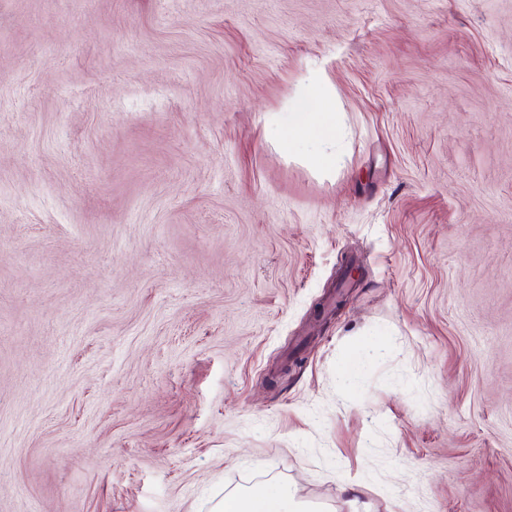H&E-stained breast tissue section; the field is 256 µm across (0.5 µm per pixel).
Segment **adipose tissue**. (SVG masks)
I'll list each match as a JSON object with an SVG mask.
<instances>
[{
    "label": "adipose tissue",
    "instance_id": "ef3b65f1",
    "mask_svg": "<svg viewBox=\"0 0 512 512\" xmlns=\"http://www.w3.org/2000/svg\"><path fill=\"white\" fill-rule=\"evenodd\" d=\"M288 108L287 123H280L274 116L267 119L269 138L287 153L308 145V158L313 167L327 173L336 172L343 158L345 128L326 78L319 73L305 76L297 100L289 103ZM223 509L224 512H315L309 503L296 499L284 487L230 498Z\"/></svg>",
    "mask_w": 512,
    "mask_h": 512
}]
</instances>
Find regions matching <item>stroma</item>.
Here are the masks:
<instances>
[{
	"label": "stroma",
	"mask_w": 512,
	"mask_h": 512,
	"mask_svg": "<svg viewBox=\"0 0 512 512\" xmlns=\"http://www.w3.org/2000/svg\"><path fill=\"white\" fill-rule=\"evenodd\" d=\"M274 485L512 512V0H0V512ZM307 107L314 108L306 112ZM288 125H283L275 115L266 121L270 139L286 153L299 146L310 145L307 151L313 167L335 173L341 166L345 128L342 112H337L336 97L326 78L320 73H310L302 81L298 98L288 103Z\"/></svg>",
	"instance_id": "stroma-1"
}]
</instances>
